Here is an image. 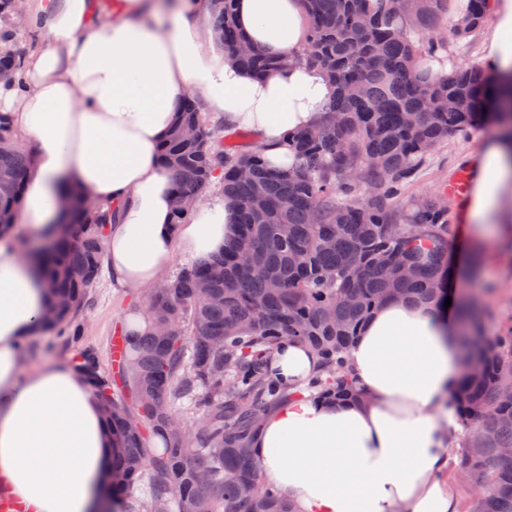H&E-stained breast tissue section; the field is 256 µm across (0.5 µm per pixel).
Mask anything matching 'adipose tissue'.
<instances>
[{
  "instance_id": "1",
  "label": "adipose tissue",
  "mask_w": 512,
  "mask_h": 512,
  "mask_svg": "<svg viewBox=\"0 0 512 512\" xmlns=\"http://www.w3.org/2000/svg\"><path fill=\"white\" fill-rule=\"evenodd\" d=\"M206 11L207 0H25L23 22L44 41L17 80L0 82V114L34 145L20 219L39 242L55 232L67 190L111 208L104 257L116 288L154 287L174 255L220 254L237 233V204L217 193L175 221L158 155L187 96L225 130L249 129L276 170L294 167V135L321 125L333 98L326 74L298 59L302 0H236L249 41L290 60L260 77L215 42ZM481 58L512 83V0H496ZM474 170L458 271L485 237L512 236V138H482ZM50 302L17 236H0V494L19 512H94L112 465L99 401L73 358L27 363ZM459 350L455 309L384 301L349 352L361 400L326 403L304 391L313 352L283 344L273 369L303 395L272 412L253 443L264 481L295 512H461L444 477L462 433Z\"/></svg>"
}]
</instances>
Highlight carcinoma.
<instances>
[{"mask_svg": "<svg viewBox=\"0 0 512 512\" xmlns=\"http://www.w3.org/2000/svg\"><path fill=\"white\" fill-rule=\"evenodd\" d=\"M234 0H208L210 29L227 50L246 36L237 29ZM303 0L310 18L305 59L336 88L319 128L296 137L289 172L267 168L260 153L213 144L209 124L188 100L161 146L175 195H201L216 172L238 203V235L222 255L193 262L154 289L148 313L169 334L125 337L122 367L138 395L128 411L112 392L91 347L78 351V370L100 402L112 434V469L103 489L121 512H294L278 489L260 481L252 443L261 420L291 393L272 373L287 341L308 345L319 372L307 390L326 402H347L360 390L346 367L358 330L386 299L443 301L451 224L448 207L431 197L401 210L405 184L427 155L451 135L468 133L501 103L478 67L434 79L422 61L439 59L479 28L491 0H469L465 19L448 36L428 33L447 0ZM256 76L285 60L254 46L237 55ZM20 55L13 35L0 40V71L14 76ZM192 126L188 142L179 129ZM29 153L13 142L0 114V233L15 223L25 191ZM251 166L254 180L237 174ZM265 183L268 207L254 211V181ZM82 193L74 192L63 228L38 253L48 275L51 307L45 329L66 343L81 334L78 317L103 271V228ZM279 280L273 288L269 278ZM466 326L459 418L474 437L456 452V468L480 491L473 512H512V326L478 334L476 308L455 304ZM163 432L150 447L146 432Z\"/></svg>", "mask_w": 512, "mask_h": 512, "instance_id": "obj_1", "label": "carcinoma"}]
</instances>
